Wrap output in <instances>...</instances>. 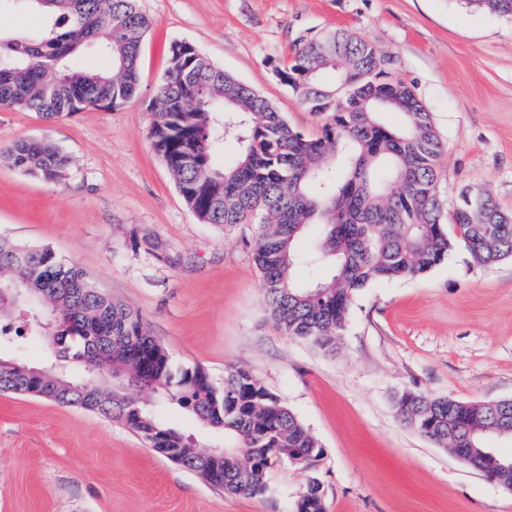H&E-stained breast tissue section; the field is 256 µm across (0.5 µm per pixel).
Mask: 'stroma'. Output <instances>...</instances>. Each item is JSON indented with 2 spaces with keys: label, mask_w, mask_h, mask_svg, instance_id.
Here are the masks:
<instances>
[{
  "label": "stroma",
  "mask_w": 512,
  "mask_h": 512,
  "mask_svg": "<svg viewBox=\"0 0 512 512\" xmlns=\"http://www.w3.org/2000/svg\"><path fill=\"white\" fill-rule=\"evenodd\" d=\"M151 20L140 93L117 110L45 119L0 107V238L48 247L103 292L139 311L178 366L216 385L247 369L318 439L314 467L288 462L253 495L227 494L156 453L123 424L32 395L0 393V512H294L318 479L327 512H512V494L398 417L411 390L492 402L512 398V261L471 265L451 252L427 274L376 281L354 297L333 357L285 336L253 261L254 224L202 223L147 137L146 105L170 43L187 40L268 100L295 130L318 135L278 66L303 38L348 29L397 57L445 144L438 189L453 208L482 187L512 211V19L464 0H139ZM45 20L0 0V31L38 38ZM48 140L70 159L63 184L15 169L5 152ZM143 401L199 444L187 411Z\"/></svg>",
  "instance_id": "obj_1"
}]
</instances>
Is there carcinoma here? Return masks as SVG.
Wrapping results in <instances>:
<instances>
[{"mask_svg": "<svg viewBox=\"0 0 512 512\" xmlns=\"http://www.w3.org/2000/svg\"><path fill=\"white\" fill-rule=\"evenodd\" d=\"M52 20L40 40L0 37V105L46 118L87 108L119 109L139 93L142 39L151 26L138 0H29ZM512 18V0H465ZM95 35L111 69L75 65L84 38ZM346 67L341 91L325 76L329 59ZM283 83L328 121L319 135L295 132L252 88L192 50L168 66L150 101L149 138L187 206L205 224L259 220L254 261L269 314L287 336L334 355L355 294L376 280L420 277L462 248L477 267L512 260V213L480 192V203L456 204L445 216L437 182L445 151L412 86L393 77L397 59L352 31L305 41L279 68ZM382 112L400 115L393 127ZM232 141L238 156L219 166ZM7 161L48 183L64 179L68 157L54 144L19 140ZM336 179L324 176L329 163ZM323 227L316 250L298 240ZM328 262L313 284L292 279L302 264ZM37 320L25 334L49 348L45 399L120 422L170 461L232 494L264 490L268 461L282 451L318 460L322 449L297 416L248 370L234 368L219 388L200 367L174 366L142 315L96 288L84 272L48 247L0 239V346L21 332L14 312ZM155 394L198 418L215 442L200 446L158 417L131 389ZM30 379L0 361V392L30 394ZM404 423L441 448L492 451L489 437L512 440V401L495 406L404 391L394 400ZM294 512H326L322 487L308 481Z\"/></svg>", "mask_w": 512, "mask_h": 512, "instance_id": "carcinoma-1", "label": "carcinoma"}]
</instances>
